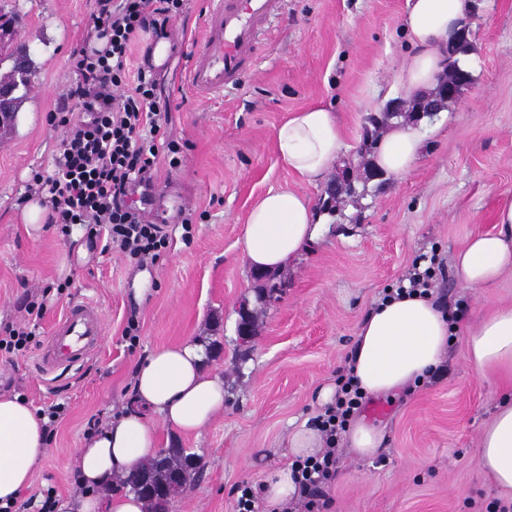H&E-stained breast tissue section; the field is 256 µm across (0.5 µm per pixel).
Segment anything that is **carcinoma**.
<instances>
[{"mask_svg": "<svg viewBox=\"0 0 512 512\" xmlns=\"http://www.w3.org/2000/svg\"><path fill=\"white\" fill-rule=\"evenodd\" d=\"M10 24L11 19L0 14V64L5 61L10 62L9 68L3 73L0 72V81L12 89L7 105L0 107V114L3 115L0 126L4 127L14 125L21 105L30 90L32 74V59H26L22 67L15 62L14 51L17 45L8 38ZM468 47V38L463 36L454 48L448 51L446 65L448 81H454L461 75H469V72L457 66L455 59L457 54L466 52ZM340 193L349 196L356 193L354 183L349 180L346 170L342 172V179L336 181V187L326 191L327 198L323 199L322 206L331 211L337 210ZM255 280L262 282L256 294L258 300L282 287V281L276 273L258 274ZM197 461L198 456L188 448H162L144 469L132 472L123 484L150 505V512H168L170 500L181 494L193 480L194 475L199 472Z\"/></svg>", "mask_w": 512, "mask_h": 512, "instance_id": "obj_1", "label": "carcinoma"}]
</instances>
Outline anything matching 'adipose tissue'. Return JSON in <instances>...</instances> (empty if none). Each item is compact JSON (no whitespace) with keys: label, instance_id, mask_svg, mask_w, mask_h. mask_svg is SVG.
<instances>
[{"label":"adipose tissue","instance_id":"ef3b65f1","mask_svg":"<svg viewBox=\"0 0 512 512\" xmlns=\"http://www.w3.org/2000/svg\"><path fill=\"white\" fill-rule=\"evenodd\" d=\"M474 0H407L402 20L411 52L396 76L407 96L433 90L475 11ZM342 146L332 114L312 106L291 113L276 130L277 151L303 180L323 179ZM423 152L410 126L394 124L380 139L374 165L384 176L408 173ZM497 232L470 238L454 258V274L468 288H492L512 273V195L501 198ZM326 230L310 201L292 191L270 192L251 208L241 243L250 270L278 271ZM452 327L433 298L378 302L360 323L350 353L364 395L393 397L423 383L441 367ZM467 362L502 386H512V305L480 316L465 329ZM201 347L191 341L154 350L134 373L128 409L101 426L76 451L79 489L55 503L56 512H144L143 500L115 493L113 482L154 457L157 424L175 433L200 432L224 410V382L203 369ZM46 419L19 396L0 395V507L30 486L49 442ZM481 471L495 486L512 491V397L496 405L483 426L476 453Z\"/></svg>","mask_w":512,"mask_h":512}]
</instances>
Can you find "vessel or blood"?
<instances>
[{
    "label": "vessel or blood",
    "mask_w": 512,
    "mask_h": 512,
    "mask_svg": "<svg viewBox=\"0 0 512 512\" xmlns=\"http://www.w3.org/2000/svg\"><path fill=\"white\" fill-rule=\"evenodd\" d=\"M278 4L279 0H217L191 65L197 94L223 93L253 66L260 31ZM103 329L96 305L69 306L55 324L50 342L38 353V366L49 373L84 362L98 350Z\"/></svg>",
    "instance_id": "1"
}]
</instances>
